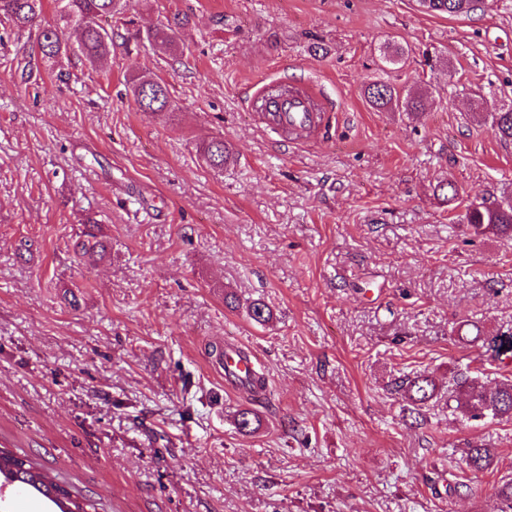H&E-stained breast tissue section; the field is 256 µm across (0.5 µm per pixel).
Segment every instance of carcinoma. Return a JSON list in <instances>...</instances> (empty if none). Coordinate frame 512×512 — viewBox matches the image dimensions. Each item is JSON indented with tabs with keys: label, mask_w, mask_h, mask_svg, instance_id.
<instances>
[{
	"label": "carcinoma",
	"mask_w": 512,
	"mask_h": 512,
	"mask_svg": "<svg viewBox=\"0 0 512 512\" xmlns=\"http://www.w3.org/2000/svg\"><path fill=\"white\" fill-rule=\"evenodd\" d=\"M57 22L54 25L39 26L45 0H0V18L12 23L19 30L36 29L33 50L48 66L67 54H76L96 67L108 57L112 48V30L100 25L102 18H111L124 8L121 0H53ZM418 7L430 14L450 16L468 15L475 11V0H417ZM182 19L160 24L146 30L143 38L149 43L173 54L183 53L179 37ZM77 31V40L72 43L65 39L68 28ZM407 54V49L398 43L387 44L381 50L384 63L396 66ZM131 92L139 110L145 112H170L175 110L165 83L139 78L131 81ZM365 95L377 109L395 108L401 112L418 113L424 109L425 92L421 89L406 93L385 82H374L365 88ZM491 129L502 140L512 141V108L496 112L491 118ZM208 163L215 168L224 167L231 158L232 150L222 139H212L200 146ZM463 223L470 226L476 235L493 234L512 237V196H506L492 203L486 200L470 202L462 215ZM89 228L82 232V239L75 244L76 252L82 259L103 261L110 254L106 237L98 230L97 221L86 220ZM460 335L470 337V342L483 341L492 356L500 358L512 355V334L482 338V330L476 324H465ZM412 409L418 410L438 398L443 389L436 377L419 373L413 377L404 376L394 382ZM448 401L456 402L455 410L467 420L486 417L492 419L512 418V381L504 382L493 390L479 384L477 378L453 372L448 377ZM493 448H470L467 461L471 468L483 471L488 468L494 456ZM0 477L14 481L21 479L59 507V512H86L83 505L72 498L71 492L49 476L34 470L33 464L0 448Z\"/></svg>",
	"instance_id": "cac0c4a2"
}]
</instances>
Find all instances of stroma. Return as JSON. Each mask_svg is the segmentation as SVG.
Segmentation results:
<instances>
[{"mask_svg": "<svg viewBox=\"0 0 512 512\" xmlns=\"http://www.w3.org/2000/svg\"><path fill=\"white\" fill-rule=\"evenodd\" d=\"M184 13L183 55L136 39ZM112 29L102 67L51 71L0 21V443L97 512H500L512 420L440 401L418 422L392 383L512 380L457 334L512 332V239L459 219L512 193V141L490 127L512 107V0L463 17L129 0ZM392 42L413 49L403 67L380 59ZM137 76L165 81L175 111H139ZM378 80L429 88L423 112L372 108ZM282 81L335 105L323 138L254 121L249 89ZM211 138L233 150L224 168L198 152ZM89 216L112 243L98 264L74 254ZM226 342L256 351L263 392L225 389ZM476 444L497 451L478 473Z\"/></svg>", "mask_w": 512, "mask_h": 512, "instance_id": "obj_1", "label": "stroma"}]
</instances>
